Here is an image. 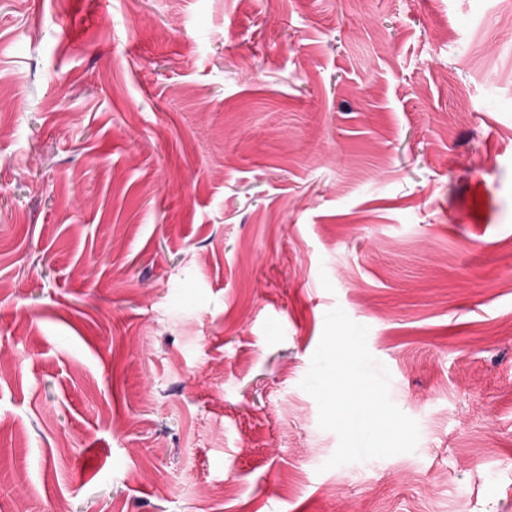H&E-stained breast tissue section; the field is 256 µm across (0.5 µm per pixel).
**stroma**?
Masks as SVG:
<instances>
[{"mask_svg":"<svg viewBox=\"0 0 512 512\" xmlns=\"http://www.w3.org/2000/svg\"><path fill=\"white\" fill-rule=\"evenodd\" d=\"M510 13L0 0V512H512ZM337 306L415 452L326 468Z\"/></svg>","mask_w":512,"mask_h":512,"instance_id":"stroma-1","label":"stroma"}]
</instances>
